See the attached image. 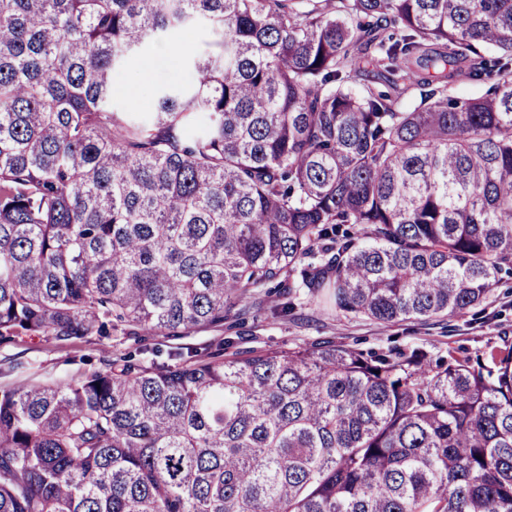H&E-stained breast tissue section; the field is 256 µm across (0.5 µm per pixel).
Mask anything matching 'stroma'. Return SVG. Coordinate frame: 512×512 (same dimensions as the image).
Listing matches in <instances>:
<instances>
[{
    "instance_id": "obj_1",
    "label": "stroma",
    "mask_w": 512,
    "mask_h": 512,
    "mask_svg": "<svg viewBox=\"0 0 512 512\" xmlns=\"http://www.w3.org/2000/svg\"><path fill=\"white\" fill-rule=\"evenodd\" d=\"M192 41L194 50L205 49L214 36L207 26L171 33L166 42L152 43L131 57L119 70L113 100L122 104L134 98L150 104L159 89L188 85L195 70L186 55L171 48ZM150 60V73H142L141 60ZM276 300L268 295L250 299L243 313L225 322L223 329H200L185 337L186 345L212 348L224 337H232L237 351L268 346H295L316 340L359 349H382L394 344L404 347L424 345L436 354H485L491 348L512 344V275L501 274L498 284L485 300L467 313L447 323H405L386 326L366 317H351L299 299L288 317L274 316ZM160 336L147 334L135 340L117 342L115 338L89 336L81 340L61 341L49 336H22L8 346H0V387L24 382L26 374L10 368L11 360L30 363L31 370L46 378L63 381L79 373L100 367L102 361L135 348H152Z\"/></svg>"
}]
</instances>
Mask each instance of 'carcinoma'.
<instances>
[{"instance_id": "carcinoma-1", "label": "carcinoma", "mask_w": 512, "mask_h": 512, "mask_svg": "<svg viewBox=\"0 0 512 512\" xmlns=\"http://www.w3.org/2000/svg\"><path fill=\"white\" fill-rule=\"evenodd\" d=\"M197 22L196 81L115 107L124 60ZM506 268L512 0H0V345L183 338L271 285L279 316L440 322ZM0 512H512V346L0 387Z\"/></svg>"}]
</instances>
